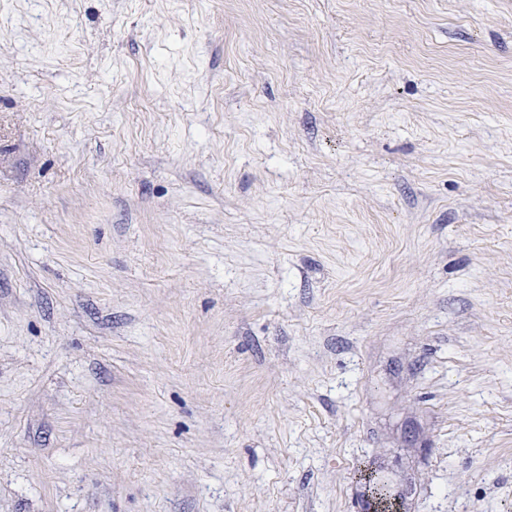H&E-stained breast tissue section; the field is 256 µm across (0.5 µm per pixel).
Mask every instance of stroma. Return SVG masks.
Here are the masks:
<instances>
[{
	"label": "stroma",
	"mask_w": 512,
	"mask_h": 512,
	"mask_svg": "<svg viewBox=\"0 0 512 512\" xmlns=\"http://www.w3.org/2000/svg\"><path fill=\"white\" fill-rule=\"evenodd\" d=\"M512 512V0H0V512ZM364 469V472L362 474H358L356 479L357 482H360L364 486L363 496L365 498V505L369 509L368 512H384V510L388 508H385V506L380 501L379 496L370 484V479L371 477L376 476L381 477L385 467L381 464L372 463L370 466H367Z\"/></svg>",
	"instance_id": "stroma-1"
}]
</instances>
